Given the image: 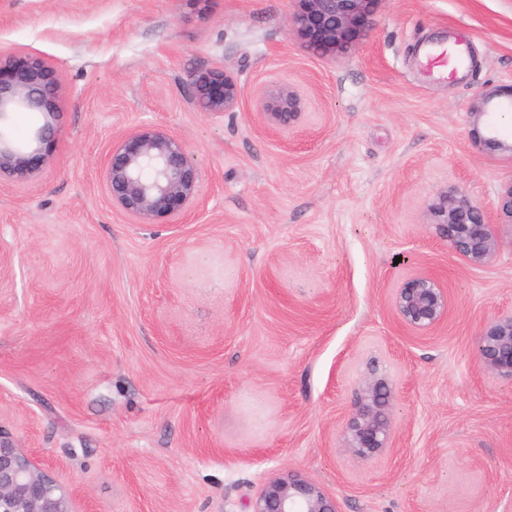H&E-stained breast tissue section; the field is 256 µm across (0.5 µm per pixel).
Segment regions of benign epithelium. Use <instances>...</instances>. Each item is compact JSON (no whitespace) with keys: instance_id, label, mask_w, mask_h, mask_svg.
I'll return each instance as SVG.
<instances>
[{"instance_id":"1","label":"benign epithelium","mask_w":512,"mask_h":512,"mask_svg":"<svg viewBox=\"0 0 512 512\" xmlns=\"http://www.w3.org/2000/svg\"><path fill=\"white\" fill-rule=\"evenodd\" d=\"M288 26L300 47L315 56L360 40L369 30L381 0H292ZM195 97L204 112H234L241 90L233 73L222 66L192 78ZM57 84L38 59L5 69L0 66V186H18L38 177L54 162L58 135L55 101ZM264 126L288 131L304 116L299 92L285 82H273L257 100ZM29 111L40 123L24 143L11 135L12 114ZM103 187L112 206L137 224L173 222L197 203L201 170L186 143L155 126H140L112 143ZM433 224L448 248L473 267L484 265L498 250L493 216L461 191H442L429 206ZM499 219L512 224V184L496 208ZM394 311L407 328L426 332L448 315V289L431 274L407 278L395 289ZM478 358L492 376L512 382V314L483 327ZM394 391L384 377L365 381L346 426V450L369 460L390 448L392 423L388 407ZM0 512H76L71 491L53 471L26 449L0 434ZM249 512H338L336 499L302 476L287 473L271 478L250 504Z\"/></svg>"}]
</instances>
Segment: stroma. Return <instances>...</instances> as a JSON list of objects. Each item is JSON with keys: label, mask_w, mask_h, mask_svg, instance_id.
<instances>
[{"label": "stroma", "mask_w": 512, "mask_h": 512, "mask_svg": "<svg viewBox=\"0 0 512 512\" xmlns=\"http://www.w3.org/2000/svg\"><path fill=\"white\" fill-rule=\"evenodd\" d=\"M291 9L0 0V60H42L60 112L54 165L0 190V433L75 512H248L285 471L339 512H512V385L477 359L512 312V226L475 268L427 211L454 189L492 209L512 184V0H383L327 58L298 48ZM426 45L463 70L436 74ZM215 66L236 111L191 96ZM272 81L305 102L284 133L255 116ZM145 124L201 164L172 224L134 223L101 186ZM417 274L448 290L423 335L393 308ZM373 374L394 389L392 446L362 460L344 431ZM195 97L204 112H233L241 103V90L233 73L222 66L195 74L192 78Z\"/></svg>", "instance_id": "obj_1"}]
</instances>
